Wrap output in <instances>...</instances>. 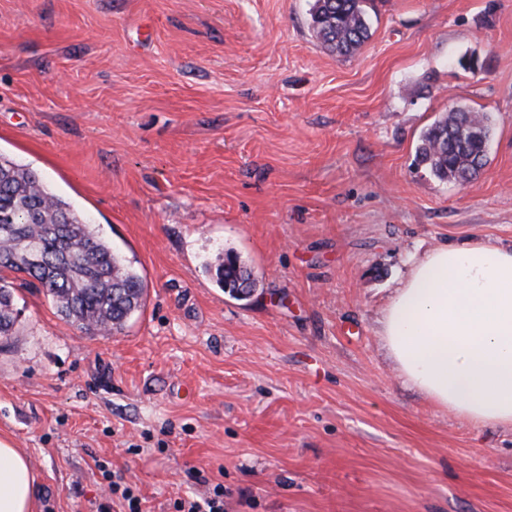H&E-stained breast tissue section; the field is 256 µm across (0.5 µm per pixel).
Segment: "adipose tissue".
<instances>
[{
    "mask_svg": "<svg viewBox=\"0 0 512 512\" xmlns=\"http://www.w3.org/2000/svg\"><path fill=\"white\" fill-rule=\"evenodd\" d=\"M381 336L405 384L477 424L512 426V249L443 243L414 258ZM28 457L0 439V512H35Z\"/></svg>",
    "mask_w": 512,
    "mask_h": 512,
    "instance_id": "adipose-tissue-1",
    "label": "adipose tissue"
}]
</instances>
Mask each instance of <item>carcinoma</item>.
Here are the masks:
<instances>
[{"label": "carcinoma", "mask_w": 512, "mask_h": 512, "mask_svg": "<svg viewBox=\"0 0 512 512\" xmlns=\"http://www.w3.org/2000/svg\"><path fill=\"white\" fill-rule=\"evenodd\" d=\"M370 0H315L314 37L328 50L352 56L369 39ZM490 116L451 108L422 135L419 161L440 179L462 184L487 161ZM27 274L44 288L59 315L95 335L120 331L141 306V277L96 235L69 204L53 194L35 172L0 155V272ZM215 276L233 293L240 280L254 286L252 272L236 255L218 257ZM19 317L13 284L0 276V338L13 334Z\"/></svg>", "instance_id": "carcinoma-1"}]
</instances>
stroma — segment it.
Here are the masks:
<instances>
[{
  "label": "stroma",
  "mask_w": 512,
  "mask_h": 512,
  "mask_svg": "<svg viewBox=\"0 0 512 512\" xmlns=\"http://www.w3.org/2000/svg\"><path fill=\"white\" fill-rule=\"evenodd\" d=\"M313 0H0V155L140 274L89 336L16 283L0 438L39 512H144L224 487V512H512V428L403 384L379 334L411 257L512 248V0H375L353 56ZM485 70L459 66L464 55ZM489 113L466 184L418 163L450 107ZM238 255L256 291L217 283Z\"/></svg>",
  "instance_id": "stroma-1"
}]
</instances>
